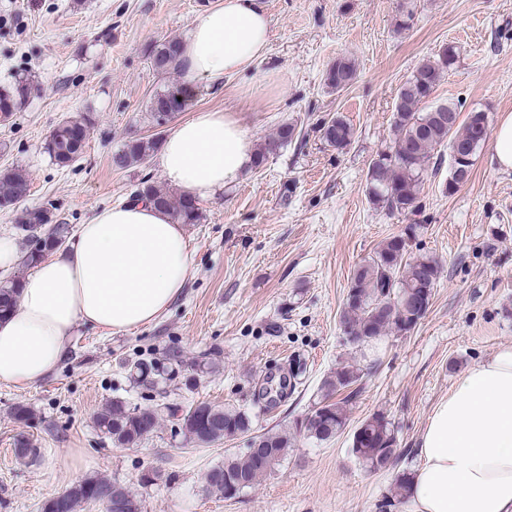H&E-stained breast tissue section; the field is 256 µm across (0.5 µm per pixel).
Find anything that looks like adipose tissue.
<instances>
[{
  "label": "adipose tissue",
  "mask_w": 512,
  "mask_h": 512,
  "mask_svg": "<svg viewBox=\"0 0 512 512\" xmlns=\"http://www.w3.org/2000/svg\"><path fill=\"white\" fill-rule=\"evenodd\" d=\"M269 27L256 0H221L194 18L180 66L188 79L220 83L264 57ZM253 157L232 113L202 110L170 133L159 165L172 187L206 200L237 182ZM192 263L185 231L166 210L140 201L97 211L0 319V384L37 385L78 326L120 333L156 322ZM417 454L401 512H512V346L461 375L432 409Z\"/></svg>",
  "instance_id": "ef3b65f1"
}]
</instances>
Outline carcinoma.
I'll use <instances>...</instances> for the list:
<instances>
[{"label": "carcinoma", "mask_w": 512, "mask_h": 512, "mask_svg": "<svg viewBox=\"0 0 512 512\" xmlns=\"http://www.w3.org/2000/svg\"><path fill=\"white\" fill-rule=\"evenodd\" d=\"M181 41L165 40L150 51L148 62L158 73L167 74L179 68ZM457 48L447 45L435 57L422 63L399 89L394 103V138L390 146L377 153L367 172V195L370 202L389 211H413L425 177L433 160L442 159L441 151L451 146L460 154L458 167L451 168L443 192L451 195L466 184L472 174L474 157L489 135L486 116L471 112L459 122L460 111L453 103L427 105L440 75L455 65ZM355 77L351 60L340 58L327 70L325 84L339 92ZM30 83L26 78L0 86V118L5 120L20 111L28 97ZM194 96L188 82H177L156 93L150 101L152 122L159 127L168 124L185 111ZM91 116L58 123L47 137L44 149L59 167L75 162L85 148ZM322 138L330 146L343 150L353 139L352 126L336 115L322 124ZM156 137L132 136L122 149L112 156L118 169L147 163L160 148ZM28 189V179L19 170L0 172V208H10ZM132 201L148 200L170 211L178 224L199 221V208L188 197H174L156 185L143 181L130 197ZM51 203L17 212L16 223L26 233L28 250L22 260L31 269L49 254L60 250L70 233V225L56 214ZM417 225L393 236L364 260L351 278L341 312V326L346 336L357 339L355 347L374 348L387 336L404 335L425 317L440 278L438 262L429 256H412L409 241L416 235ZM21 278L0 287V317L13 312ZM362 370L352 364L336 367L323 378L320 398L309 414L315 420L312 427L295 426L288 435L278 431L252 434L253 416L246 410L219 408L200 402L186 409L181 418V432L186 440L207 445L238 435L249 436L250 449L242 455L227 457L224 464L208 470V492L232 499L244 490L256 486L288 456L292 438L303 435L319 442L330 441L344 431L348 411L360 394ZM175 416L169 406L137 408L127 401L114 398L96 413L95 425L112 440L117 448L139 444L152 434L164 415ZM12 419L30 426L36 418L31 406L17 403L11 408ZM351 451L371 472L396 470L395 486L399 495L407 493L411 470L399 468L404 450L398 448V438L391 419L374 413L356 426L352 433ZM97 501L104 512H141L139 499L131 490L107 478H88L70 485L60 495L46 501L42 512H77L81 504Z\"/></svg>", "instance_id": "carcinoma-1"}]
</instances>
